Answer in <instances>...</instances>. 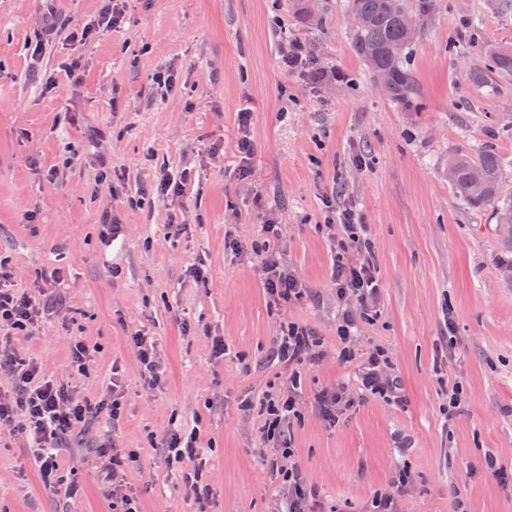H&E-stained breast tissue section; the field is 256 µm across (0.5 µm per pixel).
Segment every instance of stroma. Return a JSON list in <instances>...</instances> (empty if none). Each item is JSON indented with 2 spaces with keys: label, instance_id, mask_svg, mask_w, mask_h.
I'll return each mask as SVG.
<instances>
[{
  "label": "stroma",
  "instance_id": "stroma-1",
  "mask_svg": "<svg viewBox=\"0 0 512 512\" xmlns=\"http://www.w3.org/2000/svg\"><path fill=\"white\" fill-rule=\"evenodd\" d=\"M40 10V0H0V261L20 271L21 287L60 288L65 303L12 347L63 375L70 340L83 339L95 354L73 385L95 402L120 377L123 409L118 423L96 419L72 439L60 470L80 487L71 497L44 488L20 436H0V512H112L84 463L107 440L133 451L124 467L143 512H273L283 491L268 458L283 446L337 512H366L387 491L403 512H454L459 488L468 512H512V483L484 463L491 454L512 467V250L491 210L462 205L448 182L460 151L491 147L512 163V80L476 88L464 62L512 42V12L437 0L412 51L417 100L404 109L354 53L348 0H130L121 28L77 48L55 37L49 62L31 56ZM468 16L480 28L464 56L450 54ZM286 35L337 79L314 85L283 69ZM74 52L84 69L75 89L56 68ZM159 73L176 81L168 95L155 89ZM49 78L61 92L45 89ZM244 110L247 160L237 151ZM164 167L188 176L180 200L155 190ZM105 169L112 183L101 182ZM331 195L367 224L378 269L379 304L359 319L357 347L387 351L404 397L366 399L328 426L315 393L357 386L353 364L332 355L302 367L300 415L270 441L259 407L285 381L267 360L280 322L336 344L335 256L322 229ZM107 212L124 227L117 253L102 240ZM269 212L306 286L282 310L269 307L255 256L224 247L228 235L261 238ZM197 261L206 281L188 272ZM135 329L152 334L168 369L161 390L141 385L127 342ZM216 336L226 357L212 354ZM454 384L468 404L451 419ZM197 424L211 486L202 506L184 489L185 465L160 446L168 430Z\"/></svg>",
  "mask_w": 512,
  "mask_h": 512
}]
</instances>
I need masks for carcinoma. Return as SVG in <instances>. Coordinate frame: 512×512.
Segmentation results:
<instances>
[{
  "label": "carcinoma",
  "instance_id": "1",
  "mask_svg": "<svg viewBox=\"0 0 512 512\" xmlns=\"http://www.w3.org/2000/svg\"><path fill=\"white\" fill-rule=\"evenodd\" d=\"M435 8L436 0H348L350 15L358 20L353 29L354 51L373 80L386 77L384 97L402 108L410 107L417 93L411 67L413 34L424 32ZM467 75L478 86L512 79V44L482 48ZM448 167L455 172L452 187L457 198L471 208L492 207L498 232L511 246L512 195L499 192L505 171L499 154L487 147L461 152L448 159Z\"/></svg>",
  "mask_w": 512,
  "mask_h": 512
}]
</instances>
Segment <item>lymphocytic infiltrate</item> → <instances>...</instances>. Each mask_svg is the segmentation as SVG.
<instances>
[{"mask_svg":"<svg viewBox=\"0 0 512 512\" xmlns=\"http://www.w3.org/2000/svg\"><path fill=\"white\" fill-rule=\"evenodd\" d=\"M124 3L125 0H105L98 18L78 27L71 28L57 21L52 11L47 17L52 21V32L67 33L69 40L81 43L101 30L119 28L125 17ZM262 229V240L252 242L248 248L258 260L264 292L274 306L293 305L305 296L304 285L283 257L279 225L270 218ZM327 229L336 253L331 281L341 309L336 327V352L339 358L357 360L359 382L354 392L339 385L315 394L316 410L333 426L341 415L367 398L400 401L403 388L384 349H373L362 359L355 353L357 319L377 306L380 292L367 229L359 223L355 209L349 204L334 210ZM15 279V271L0 263V382H8L13 388L8 396H0V431L9 429L23 434L45 488L64 490L70 497L76 494V487H61L58 476L63 445L76 430L85 428L94 418L104 415L110 420H119L121 390L112 387L108 398L89 402L68 382L49 374L42 362L18 358L8 352L11 339L20 334H32L44 313L35 298L15 288ZM128 342L139 364L144 388H162L168 380V371L156 356L154 339L137 329L130 332ZM273 356L287 370L288 377L283 391L266 401L264 427L270 434L287 428L292 417L298 414L300 367L308 361H322L326 353L310 329L296 322H285L275 335ZM124 457L122 449L104 444L87 463L95 469L107 468L109 482L104 494L112 501V512H142L140 498L123 468ZM272 469L286 495L287 512H311L309 504L315 492L305 482L291 448H282L280 457L272 462Z\"/></svg>","mask_w":512,"mask_h":512,"instance_id":"f902f5d3","label":"lymphocytic infiltrate"}]
</instances>
